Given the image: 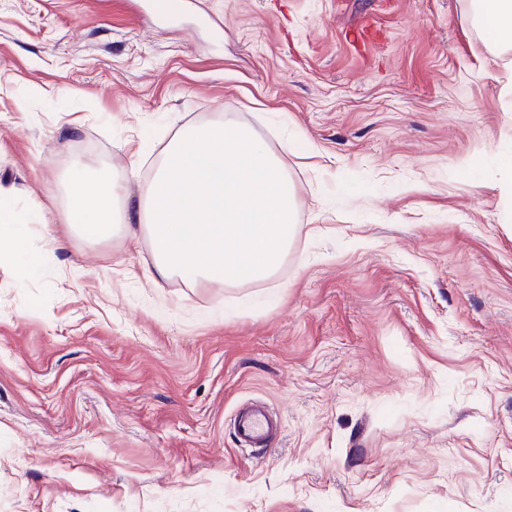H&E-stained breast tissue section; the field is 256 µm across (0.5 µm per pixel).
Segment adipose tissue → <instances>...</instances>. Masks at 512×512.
I'll list each match as a JSON object with an SVG mask.
<instances>
[{"mask_svg":"<svg viewBox=\"0 0 512 512\" xmlns=\"http://www.w3.org/2000/svg\"><path fill=\"white\" fill-rule=\"evenodd\" d=\"M476 24L495 44L512 45V0H473ZM122 182L74 172V187L60 221L71 232L102 238L118 232L115 206ZM45 206L0 208V225L14 230L11 252L31 274L42 258L28 250L26 224ZM137 230L151 241L144 263L149 280L179 276L223 288L248 278L268 279L300 232L297 202L280 160L265 142L233 123L185 126L130 208Z\"/></svg>","mask_w":512,"mask_h":512,"instance_id":"1","label":"adipose tissue"}]
</instances>
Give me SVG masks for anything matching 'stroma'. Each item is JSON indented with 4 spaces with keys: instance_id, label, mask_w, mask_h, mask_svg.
Segmentation results:
<instances>
[{
    "instance_id": "obj_1",
    "label": "stroma",
    "mask_w": 512,
    "mask_h": 512,
    "mask_svg": "<svg viewBox=\"0 0 512 512\" xmlns=\"http://www.w3.org/2000/svg\"><path fill=\"white\" fill-rule=\"evenodd\" d=\"M371 19L375 37L347 35ZM276 154L302 226L267 280L149 281L57 223L73 159L148 174L190 123ZM512 47L471 0H0V512H512ZM281 418L266 451L233 419ZM494 176L499 184L512 193V150L497 151L492 160ZM46 207L37 203L30 210H17L4 206L0 208V240H2V227H13L14 235L10 241V251L28 267L32 275L42 271V257L28 250L23 233L26 224L35 223L44 217ZM234 423L240 443L257 447L277 427L278 420L265 406H245L237 411Z\"/></svg>"
}]
</instances>
